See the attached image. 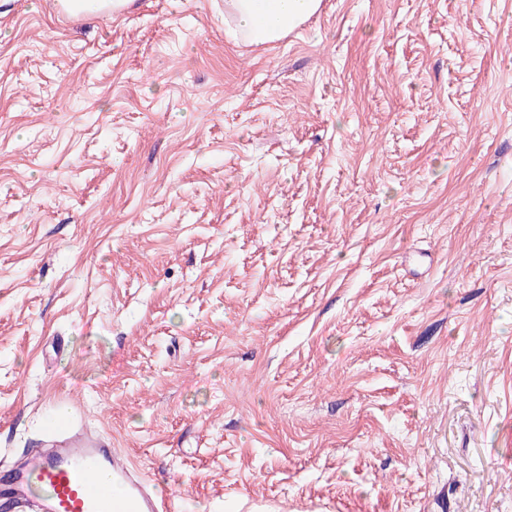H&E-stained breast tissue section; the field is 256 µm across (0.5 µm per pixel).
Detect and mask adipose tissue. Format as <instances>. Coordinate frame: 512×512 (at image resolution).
<instances>
[{
	"mask_svg": "<svg viewBox=\"0 0 512 512\" xmlns=\"http://www.w3.org/2000/svg\"><path fill=\"white\" fill-rule=\"evenodd\" d=\"M250 42H278L319 13L322 0H226Z\"/></svg>",
	"mask_w": 512,
	"mask_h": 512,
	"instance_id": "obj_1",
	"label": "adipose tissue"
}]
</instances>
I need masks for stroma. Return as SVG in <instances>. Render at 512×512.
I'll return each mask as SVG.
<instances>
[{"instance_id":"stroma-1","label":"stroma","mask_w":512,"mask_h":512,"mask_svg":"<svg viewBox=\"0 0 512 512\" xmlns=\"http://www.w3.org/2000/svg\"><path fill=\"white\" fill-rule=\"evenodd\" d=\"M68 408L172 512H512V0H0V465ZM53 15L63 23H76L83 19L84 0H51ZM226 9L253 44L278 42L319 13L322 0H227ZM256 13L267 15L269 29L256 33L252 18Z\"/></svg>"}]
</instances>
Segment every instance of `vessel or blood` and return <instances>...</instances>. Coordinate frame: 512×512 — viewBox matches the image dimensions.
<instances>
[{
  "instance_id": "obj_1",
  "label": "vessel or blood",
  "mask_w": 512,
  "mask_h": 512,
  "mask_svg": "<svg viewBox=\"0 0 512 512\" xmlns=\"http://www.w3.org/2000/svg\"><path fill=\"white\" fill-rule=\"evenodd\" d=\"M84 0H51L63 23L83 19ZM156 479L87 428L76 412L56 415L36 448L0 469V512H170Z\"/></svg>"
}]
</instances>
